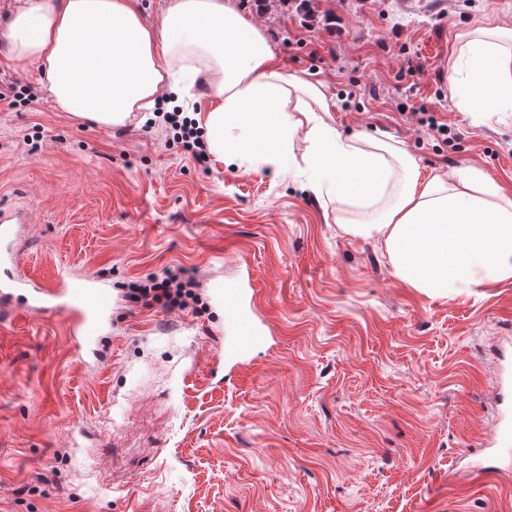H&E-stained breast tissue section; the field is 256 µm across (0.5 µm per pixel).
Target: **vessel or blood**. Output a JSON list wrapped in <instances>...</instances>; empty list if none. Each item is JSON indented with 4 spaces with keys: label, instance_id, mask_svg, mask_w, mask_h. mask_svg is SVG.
Returning <instances> with one entry per match:
<instances>
[{
    "label": "vessel or blood",
    "instance_id": "1",
    "mask_svg": "<svg viewBox=\"0 0 512 512\" xmlns=\"http://www.w3.org/2000/svg\"><path fill=\"white\" fill-rule=\"evenodd\" d=\"M18 214L0 215V307L33 315L62 310L69 322V332L79 352L92 354L93 345L108 322L111 297L97 288L94 279L64 283L60 288H43L17 274L20 253L14 245L13 227L21 223ZM215 296L240 313L236 327V351L241 364L269 343L266 330L254 317L259 290L250 272H243L236 283H212Z\"/></svg>",
    "mask_w": 512,
    "mask_h": 512
}]
</instances>
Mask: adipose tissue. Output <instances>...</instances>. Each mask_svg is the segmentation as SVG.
<instances>
[{"label": "adipose tissue", "instance_id": "obj_1", "mask_svg": "<svg viewBox=\"0 0 512 512\" xmlns=\"http://www.w3.org/2000/svg\"><path fill=\"white\" fill-rule=\"evenodd\" d=\"M457 39L469 67L463 79L448 71L458 105L512 109V27L483 20ZM0 42L45 77L57 110L98 126L154 112L163 92L206 88L195 120L211 154L277 170L301 158L343 232L382 241L394 275L424 294L512 279V195L475 166L426 176L401 142L340 135L323 85L283 69L230 0H167L156 26L138 0H18Z\"/></svg>", "mask_w": 512, "mask_h": 512}]
</instances>
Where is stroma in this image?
Returning <instances> with one entry per match:
<instances>
[{
	"mask_svg": "<svg viewBox=\"0 0 512 512\" xmlns=\"http://www.w3.org/2000/svg\"><path fill=\"white\" fill-rule=\"evenodd\" d=\"M233 4L288 71L325 83L343 135H389L424 172L473 165L512 189V111H460L447 80L457 33L512 20V0H321L311 18L296 0ZM1 80L40 91L0 106V210L28 217L20 269L97 277L113 306L97 366L63 314L0 312V512H512V438L495 471L481 451L503 417L512 279L417 292L291 177L198 164L161 125L77 120L0 52ZM244 266L274 339L226 379L214 366L237 314L208 284ZM169 271L195 278L199 304L134 302L131 284ZM416 112L423 115L420 119V123L427 127L428 133L432 137L442 138V141L449 146H453L454 142L459 138V133L455 132L448 123L441 122L436 118L433 113Z\"/></svg>",
	"mask_w": 512,
	"mask_h": 512,
	"instance_id": "1",
	"label": "stroma"
}]
</instances>
